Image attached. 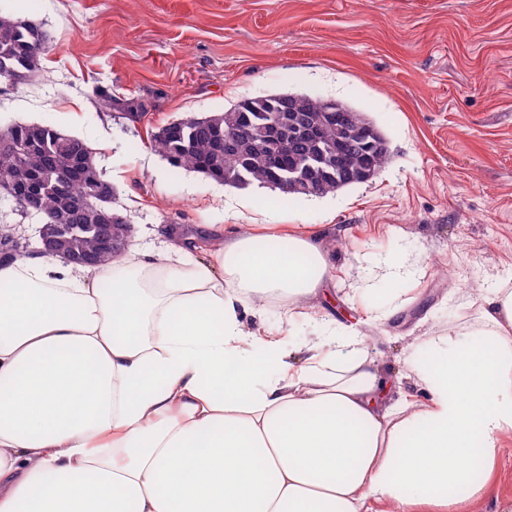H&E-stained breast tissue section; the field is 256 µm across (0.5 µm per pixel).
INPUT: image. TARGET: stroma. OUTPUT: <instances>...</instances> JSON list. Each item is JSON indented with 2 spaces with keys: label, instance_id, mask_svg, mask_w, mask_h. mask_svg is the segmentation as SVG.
I'll use <instances>...</instances> for the list:
<instances>
[{
  "label": "stroma",
  "instance_id": "obj_1",
  "mask_svg": "<svg viewBox=\"0 0 512 512\" xmlns=\"http://www.w3.org/2000/svg\"><path fill=\"white\" fill-rule=\"evenodd\" d=\"M52 41L38 77L0 80V127L55 126L87 142L132 243L160 245L192 224H317L336 286L325 310L358 327L392 385L409 345L467 327L487 282L512 288V0H0ZM144 100L132 122L101 91ZM305 93L364 112L388 159L369 181L294 198L177 169L151 135L168 121L220 112L244 97ZM419 268L407 305L364 323L352 305L363 256ZM289 361L322 333L261 303Z\"/></svg>",
  "mask_w": 512,
  "mask_h": 512
}]
</instances>
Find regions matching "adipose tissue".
<instances>
[{
	"label": "adipose tissue",
	"mask_w": 512,
	"mask_h": 512,
	"mask_svg": "<svg viewBox=\"0 0 512 512\" xmlns=\"http://www.w3.org/2000/svg\"><path fill=\"white\" fill-rule=\"evenodd\" d=\"M209 240L0 263V512H482L470 464L512 435V289L410 346L393 398L311 304L336 280L317 225ZM267 296L327 324L302 363L243 320Z\"/></svg>",
	"instance_id": "1"
}]
</instances>
